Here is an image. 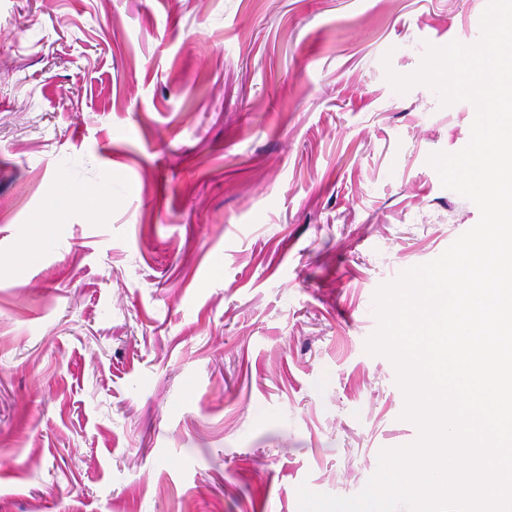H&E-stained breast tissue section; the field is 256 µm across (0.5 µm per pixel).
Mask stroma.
Returning <instances> with one entry per match:
<instances>
[{
	"instance_id": "stroma-1",
	"label": "stroma",
	"mask_w": 512,
	"mask_h": 512,
	"mask_svg": "<svg viewBox=\"0 0 512 512\" xmlns=\"http://www.w3.org/2000/svg\"><path fill=\"white\" fill-rule=\"evenodd\" d=\"M487 3L0 0V512H298L418 440L374 298L477 223L476 108L387 75Z\"/></svg>"
}]
</instances>
